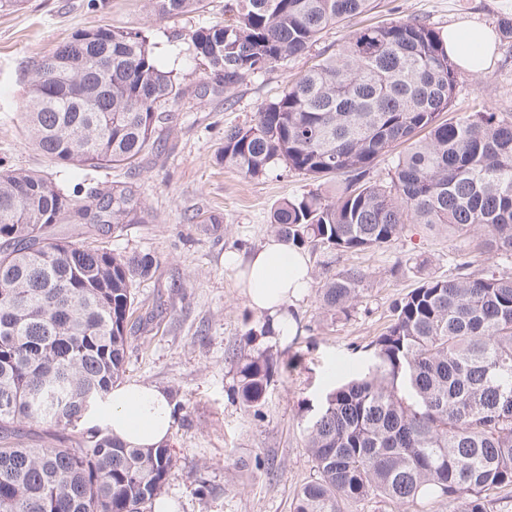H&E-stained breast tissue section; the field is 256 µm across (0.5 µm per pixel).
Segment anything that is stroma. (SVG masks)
I'll list each match as a JSON object with an SVG mask.
<instances>
[{
	"instance_id": "1",
	"label": "stroma",
	"mask_w": 512,
	"mask_h": 512,
	"mask_svg": "<svg viewBox=\"0 0 512 512\" xmlns=\"http://www.w3.org/2000/svg\"><path fill=\"white\" fill-rule=\"evenodd\" d=\"M232 0H206L199 11L161 18L147 0H25L22 9H0V166L35 172L74 186L132 184L145 221L85 228L62 224L58 233H87L95 244L126 254H151L158 264L137 281L125 384H154L168 391L177 417L168 443L174 459L163 491L177 512H292L299 488L315 475L299 406L373 365L371 341L391 320L393 301L425 275L456 270L451 251L469 252L472 239L412 226L388 248L336 256L310 253L312 284L290 305L297 332L269 333L246 343L249 329L265 324L247 305L226 253L247 257L272 237L270 214L282 199L312 189L288 168L245 177L218 160L224 131L252 124L261 105L283 94L318 55L335 52L351 29L419 16L440 32L461 22L496 29L512 16V0H374L368 13L323 32L288 68L247 78L220 92L203 91L209 75L193 56L189 36L198 27L231 20ZM109 24L139 29L158 61L176 70L186 94L162 108L151 144L131 168L87 171L64 168L27 138L22 95L36 66L76 30ZM486 104L512 113V44L496 42L483 68L460 72L452 113ZM360 267L366 279L349 317L334 319L319 307L323 270ZM269 356L276 372L261 415L233 390L246 355Z\"/></svg>"
}]
</instances>
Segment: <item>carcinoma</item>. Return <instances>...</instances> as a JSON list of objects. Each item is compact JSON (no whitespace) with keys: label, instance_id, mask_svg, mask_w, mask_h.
<instances>
[{"label":"carcinoma","instance_id":"obj_1","mask_svg":"<svg viewBox=\"0 0 512 512\" xmlns=\"http://www.w3.org/2000/svg\"><path fill=\"white\" fill-rule=\"evenodd\" d=\"M164 18L204 0H149ZM372 0H234V19L192 32L195 57L229 89L286 67L323 31ZM35 69L24 127L64 167H132L157 112L185 96L142 31L74 32ZM458 65L447 41L409 17L353 32L336 53L289 82L255 122L224 130V165L245 177L284 164L307 179L340 178L336 194L280 201L283 241L337 254L376 251L412 224L450 235L482 229L456 275L426 277L392 306L374 367L300 407L318 477L293 512H345L384 499L400 512H493L512 488V113L484 106L444 118ZM404 150H399L400 146ZM391 159L389 182L367 179ZM71 190L31 172L0 170V512H145L173 467L170 450L129 448L101 429L68 437L90 403L125 372L132 288L157 260L56 236V225L139 224L133 187ZM365 276L325 275L321 307L347 317ZM274 375L264 355L239 368L237 396L258 413ZM39 427L47 441L26 443Z\"/></svg>","mask_w":512,"mask_h":512}]
</instances>
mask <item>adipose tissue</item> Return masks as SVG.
I'll list each match as a JSON object with an SVG mask.
<instances>
[{
	"mask_svg": "<svg viewBox=\"0 0 512 512\" xmlns=\"http://www.w3.org/2000/svg\"><path fill=\"white\" fill-rule=\"evenodd\" d=\"M489 48L493 36L486 27L467 23L448 29V54L463 69L478 70L479 64L466 49L468 42ZM229 265H242L241 287L249 307L268 316L276 334L288 337L296 331L286 308L308 291L311 266L306 252L276 239H267L239 262L228 256ZM176 418V405L168 393L154 385H118L86 411L89 425L102 426L113 438L132 447L156 448L168 443Z\"/></svg>",
	"mask_w": 512,
	"mask_h": 512,
	"instance_id": "obj_1",
	"label": "adipose tissue"
}]
</instances>
